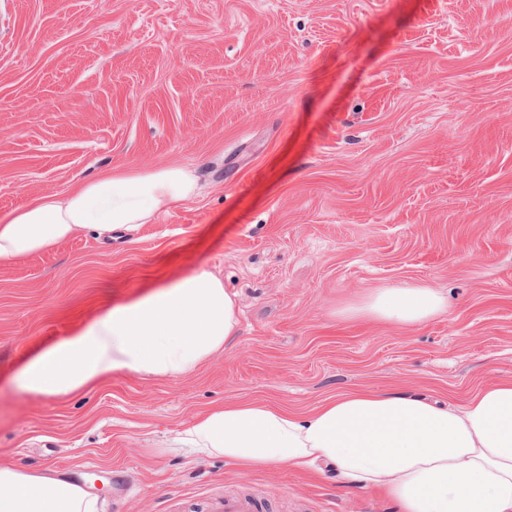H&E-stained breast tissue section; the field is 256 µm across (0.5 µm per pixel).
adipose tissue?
Masks as SVG:
<instances>
[{"label": "adipose tissue", "mask_w": 512, "mask_h": 512, "mask_svg": "<svg viewBox=\"0 0 512 512\" xmlns=\"http://www.w3.org/2000/svg\"><path fill=\"white\" fill-rule=\"evenodd\" d=\"M197 182L179 165L115 171L0 216V265L95 230L152 223L193 199ZM424 286L378 288L347 311L400 326L442 313ZM238 331L233 294L211 271L150 287L77 326L32 356L15 384L42 398L69 397L120 375L177 379L223 351ZM243 469L334 468L346 487L382 493L396 512H512V381L480 389L463 406L415 395L357 390L296 414L263 402L215 407L175 440ZM0 512H99L94 495L65 480L0 465Z\"/></svg>", "instance_id": "ef3b65f1"}]
</instances>
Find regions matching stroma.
<instances>
[{
    "mask_svg": "<svg viewBox=\"0 0 512 512\" xmlns=\"http://www.w3.org/2000/svg\"><path fill=\"white\" fill-rule=\"evenodd\" d=\"M179 164L198 195L111 239L0 266V465L68 477L101 512H395L335 474L166 445L200 413H305L354 390L464 405L512 381V0H0V214L108 169ZM240 329L192 375L36 398L13 375L128 296L196 268ZM423 285L406 328L343 312ZM211 512H263L264 506L255 498L245 494H224L210 503Z\"/></svg>",
    "mask_w": 512,
    "mask_h": 512,
    "instance_id": "35a3bbf8",
    "label": "stroma"
}]
</instances>
